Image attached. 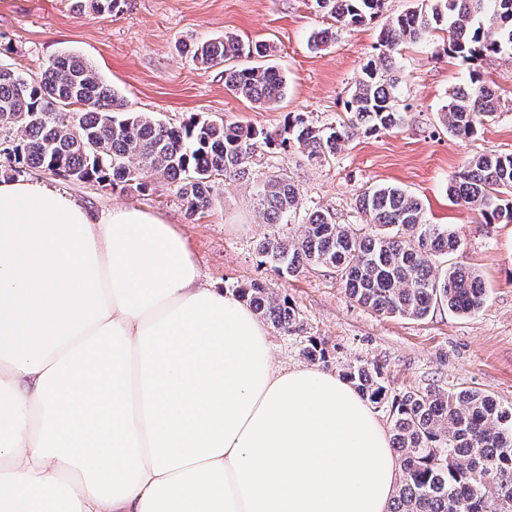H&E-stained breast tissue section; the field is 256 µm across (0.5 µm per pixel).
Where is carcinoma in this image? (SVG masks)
<instances>
[{"label": "carcinoma", "mask_w": 512, "mask_h": 512, "mask_svg": "<svg viewBox=\"0 0 512 512\" xmlns=\"http://www.w3.org/2000/svg\"><path fill=\"white\" fill-rule=\"evenodd\" d=\"M120 0H79L77 8L110 13ZM336 23L315 42L375 17L383 0H315ZM448 32L443 51L468 62L512 55V0H425L389 21L380 32V53L368 61L350 89L347 119L321 128L302 113L288 116L280 147L310 162L340 153L359 131L376 133L401 126L395 102L399 87L397 47ZM226 34L195 46L193 59L210 68L235 58L270 56ZM224 85L237 96L270 106L283 96L286 77L272 65L224 67ZM505 104L474 70L469 83L448 92L441 119L448 132L469 138ZM272 134L252 127L192 118L179 126L147 113L129 112L123 97L81 57L64 53L35 77L0 66V153L3 174L37 169L72 181L145 191L150 176L176 184L195 215L211 205L216 177L249 180L259 141ZM448 198L477 216L480 224L512 223V152L471 157L448 183ZM268 224H286L302 208L299 188L282 176L255 191ZM365 224H339L328 209L305 212L296 238L279 234L258 244L263 262L294 275L318 267L339 277L347 296L380 315L422 320L438 307L473 314L486 302L475 268L448 257L464 249L451 227L427 222L422 202L396 185L362 195ZM235 295L285 335L300 329L288 301L260 283L233 288ZM344 378L373 408L388 413L392 448L401 479L390 512H512V407L472 389L427 387L395 393L382 366L350 364Z\"/></svg>", "instance_id": "obj_1"}]
</instances>
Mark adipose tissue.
I'll use <instances>...</instances> for the list:
<instances>
[{"mask_svg":"<svg viewBox=\"0 0 512 512\" xmlns=\"http://www.w3.org/2000/svg\"><path fill=\"white\" fill-rule=\"evenodd\" d=\"M182 232L0 179V512H389L390 435Z\"/></svg>","mask_w":512,"mask_h":512,"instance_id":"ef3b65f1","label":"adipose tissue"}]
</instances>
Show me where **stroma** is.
Instances as JSON below:
<instances>
[{"mask_svg":"<svg viewBox=\"0 0 512 512\" xmlns=\"http://www.w3.org/2000/svg\"><path fill=\"white\" fill-rule=\"evenodd\" d=\"M417 0H385L382 14L343 30L322 49L312 35L331 27L312 0H120L99 15L75 14L70 0H0V62L26 75L64 52L81 56L124 97L133 112L179 125L190 117L237 122L274 132L291 113L321 127L346 117L349 90L363 66L376 58L380 29ZM231 34L243 43H269L270 58L288 80L283 98L264 108L236 97L224 85V68H203L185 45ZM397 108L403 127L355 134L334 158L308 162L297 153L258 145L249 182L217 179L211 207L188 215L167 179L155 176L149 191H121L94 182L47 173L39 181L65 191L93 210L130 206L163 216L183 232L205 280L229 285L258 282L288 299L302 330H270L276 364H305L308 337L328 351L322 370L342 373L356 362L384 365L390 387L401 392L455 385L492 395L512 405V227L486 226L448 198V184L478 153L512 152V57L492 56L482 64L506 104L494 121L469 138L448 133L439 109L453 87L464 84L471 66L437 54L429 42L401 46ZM283 174L296 184L305 208L331 209L338 223L358 224L360 195L392 183L419 198L433 224H447L465 244L459 262L476 268L488 291L484 307L470 315L437 308L423 320L386 317L345 294L335 274L308 268L279 274L262 264L255 246L273 231L300 234L301 221L280 227L264 223L256 207V184Z\"/></svg>","mask_w":512,"mask_h":512,"instance_id":"1","label":"stroma"}]
</instances>
